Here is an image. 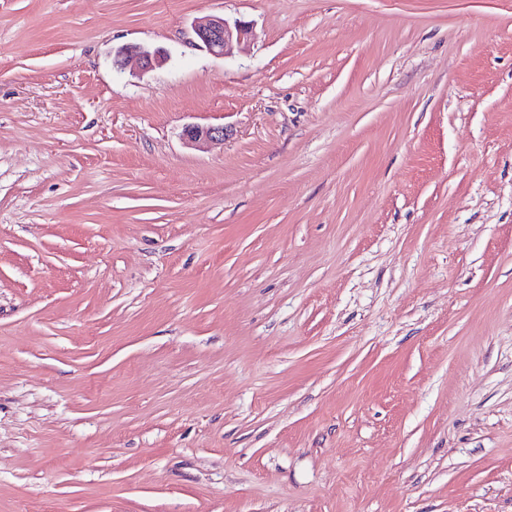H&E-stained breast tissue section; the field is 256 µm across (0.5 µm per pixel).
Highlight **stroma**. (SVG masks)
Masks as SVG:
<instances>
[{"label": "stroma", "mask_w": 512, "mask_h": 512, "mask_svg": "<svg viewBox=\"0 0 512 512\" xmlns=\"http://www.w3.org/2000/svg\"><path fill=\"white\" fill-rule=\"evenodd\" d=\"M0 512H512V0H0ZM196 42L193 44L209 54L219 57L228 55L234 45L247 42L253 36V27L248 22H230L224 17L209 16L193 25ZM168 53L161 48L149 49L140 45H126L116 51L114 65L122 70L131 60L138 61L144 72L164 66L168 61ZM224 127L189 126L184 130L183 136L191 145H200L207 141L224 140Z\"/></svg>", "instance_id": "obj_1"}]
</instances>
